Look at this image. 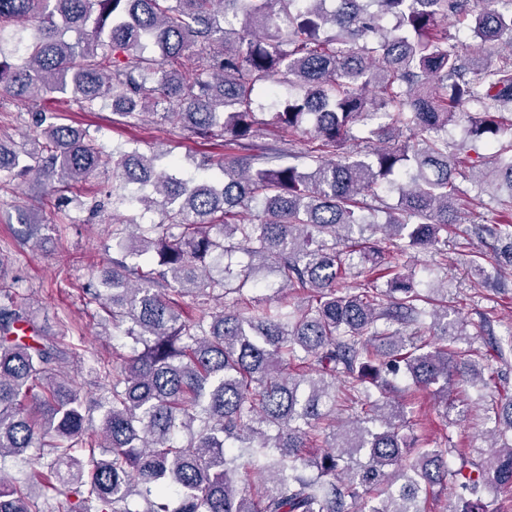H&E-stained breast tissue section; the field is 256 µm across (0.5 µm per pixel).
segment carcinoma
I'll use <instances>...</instances> for the list:
<instances>
[{
    "instance_id": "carcinoma-1",
    "label": "carcinoma",
    "mask_w": 512,
    "mask_h": 512,
    "mask_svg": "<svg viewBox=\"0 0 512 512\" xmlns=\"http://www.w3.org/2000/svg\"><path fill=\"white\" fill-rule=\"evenodd\" d=\"M511 1L0 0L1 93H69L125 123L161 106L224 147L191 173L168 151L109 153L63 123L19 151L0 145L1 174L54 191L112 167V205L141 211L112 246L150 264L114 260L82 286L122 339L112 364L87 367L94 431L63 370L85 363L81 349L0 285V512H425L448 483L464 494L454 512H512L492 496L512 489L511 398L480 456L417 446L387 399L399 379L445 398L487 385L464 324L429 306L402 252L459 223L463 181L512 210V52L479 62L448 35L471 16L473 38L512 49V8H496ZM198 42L209 55L174 68ZM262 83L296 94L267 107ZM462 120L493 150L488 169L460 170L448 126ZM262 126L318 145L259 146ZM478 231L512 241L511 221ZM356 255L364 270L347 284ZM267 270L272 294L248 296ZM297 291L307 300L291 302ZM33 457L41 500L4 471Z\"/></svg>"
}]
</instances>
